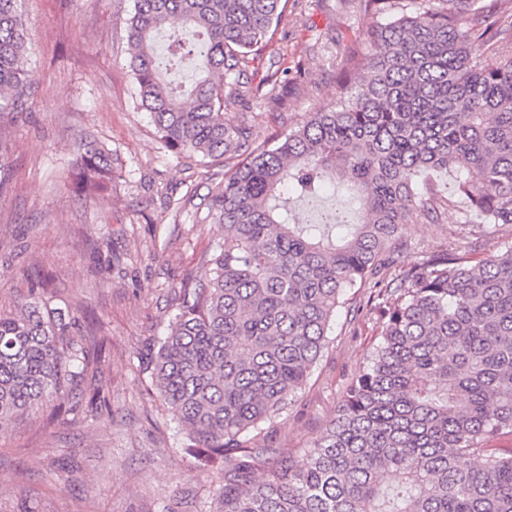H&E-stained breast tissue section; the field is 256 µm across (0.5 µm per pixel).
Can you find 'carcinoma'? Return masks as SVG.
I'll list each match as a JSON object with an SVG mask.
<instances>
[{
    "label": "carcinoma",
    "instance_id": "cac0c4a2",
    "mask_svg": "<svg viewBox=\"0 0 512 512\" xmlns=\"http://www.w3.org/2000/svg\"><path fill=\"white\" fill-rule=\"evenodd\" d=\"M19 2L0 0L1 113L34 83ZM358 2L368 47L347 58L336 103L262 139L226 122L224 107L248 73L277 82L257 64L282 0H134L129 68L157 140L227 167L206 203L224 237L208 276L181 286L148 361L151 390L186 452L224 464L214 512H512V448L493 445L512 436V243L382 275L405 223L448 219L481 237L512 224V7ZM187 56L196 74L181 90L162 71ZM448 169L454 197L418 186L420 172ZM79 175L83 191L106 189L112 153L80 145ZM329 184L355 210L321 207ZM296 200L317 208L316 222L297 220ZM356 286L370 289L379 341L299 467L270 441ZM70 328L35 302L0 314V427L77 376Z\"/></svg>",
    "mask_w": 512,
    "mask_h": 512
}]
</instances>
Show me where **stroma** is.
<instances>
[{"label": "stroma", "instance_id": "obj_1", "mask_svg": "<svg viewBox=\"0 0 512 512\" xmlns=\"http://www.w3.org/2000/svg\"><path fill=\"white\" fill-rule=\"evenodd\" d=\"M133 7L22 2L35 82L24 111L0 114L9 157L0 172V312L35 301L69 315L84 356L64 394L0 427V512H207L219 485V472L198 468L167 406L149 395L140 357L167 333L182 283L206 275L204 259L224 235L195 206L223 181L224 166L157 141L128 65ZM366 28L357 0H294L263 62L286 82L287 109L272 119L266 88L228 102L226 119L254 122L269 137L335 103L341 60L363 48ZM86 140L112 153L114 176L100 194H80L72 182ZM400 237L403 265L444 250L483 258L512 241V224L477 240L455 224L409 223ZM368 296L348 290L327 349L282 417L277 445L296 464L380 334Z\"/></svg>", "mask_w": 512, "mask_h": 512}]
</instances>
